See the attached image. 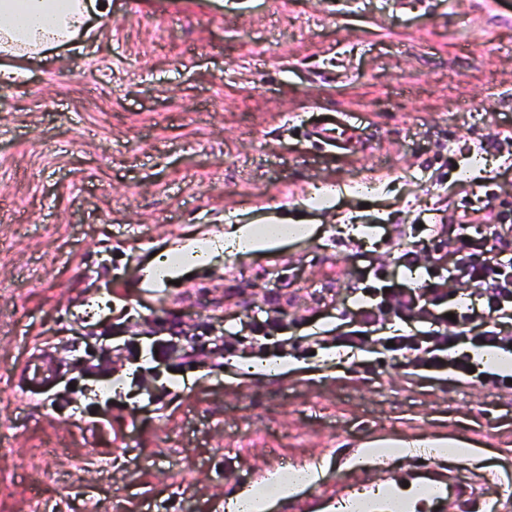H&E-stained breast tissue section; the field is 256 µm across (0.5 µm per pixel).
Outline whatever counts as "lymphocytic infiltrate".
<instances>
[{
  "label": "lymphocytic infiltrate",
  "mask_w": 512,
  "mask_h": 512,
  "mask_svg": "<svg viewBox=\"0 0 512 512\" xmlns=\"http://www.w3.org/2000/svg\"><path fill=\"white\" fill-rule=\"evenodd\" d=\"M459 227L449 234L431 226L430 240L436 250H449L451 265L434 264L422 291L387 288L379 302L358 310L359 328L331 337V344L352 352H370L372 346H390L393 358L427 371L448 366L467 375L471 366L449 362V350L461 343L476 348L512 349V201L487 194L482 206L469 200L459 205ZM478 232H471V225ZM480 287L486 293L483 309L455 305V287ZM395 314L403 323H419V330L372 338L371 327Z\"/></svg>",
  "instance_id": "lymphocytic-infiltrate-1"
}]
</instances>
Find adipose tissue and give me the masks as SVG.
<instances>
[{"mask_svg":"<svg viewBox=\"0 0 512 512\" xmlns=\"http://www.w3.org/2000/svg\"><path fill=\"white\" fill-rule=\"evenodd\" d=\"M112 12L104 0H0V80L14 81L21 76L22 66L30 59L52 57L56 48L77 43L89 37ZM304 224L279 221L273 224H232L224 232V245L234 252L254 253L275 248L288 239L308 235ZM216 248L196 239L166 249L146 266L147 279L168 282L187 268L203 264ZM403 454L424 451L434 457L470 454L464 440L448 437L414 440L375 439L368 442L354 463H373L382 451ZM322 469L309 465L284 471L264 486H245L227 503V512H268L272 500L285 497L299 487L319 482Z\"/></svg>","mask_w":512,"mask_h":512,"instance_id":"1","label":"adipose tissue"}]
</instances>
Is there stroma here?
<instances>
[{"instance_id":"35a3bbf8","label":"stroma","mask_w":512,"mask_h":512,"mask_svg":"<svg viewBox=\"0 0 512 512\" xmlns=\"http://www.w3.org/2000/svg\"><path fill=\"white\" fill-rule=\"evenodd\" d=\"M328 116L344 147L317 139ZM508 127L512 0H112L83 51L0 84V512H225L311 463L305 512L425 470L512 512V390L310 338L368 289L421 288L425 228H455L463 196H512ZM276 218L313 231L142 281L155 252ZM268 317L291 368L243 378L214 347ZM437 434L472 455L351 465Z\"/></svg>"}]
</instances>
